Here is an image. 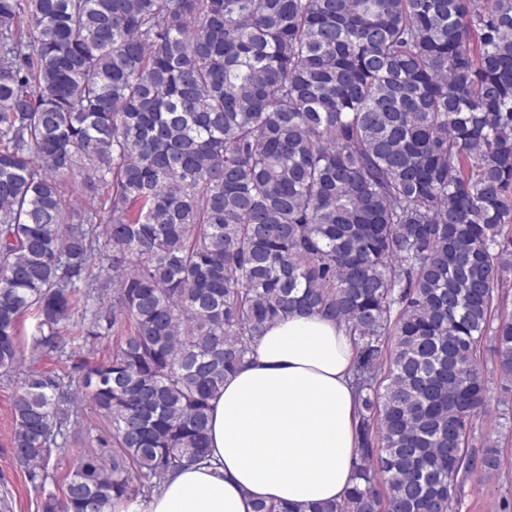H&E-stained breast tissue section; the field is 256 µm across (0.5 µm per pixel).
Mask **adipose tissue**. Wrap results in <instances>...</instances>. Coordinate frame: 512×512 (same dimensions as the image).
Returning a JSON list of instances; mask_svg holds the SVG:
<instances>
[{
	"label": "adipose tissue",
	"instance_id": "ef3b65f1",
	"mask_svg": "<svg viewBox=\"0 0 512 512\" xmlns=\"http://www.w3.org/2000/svg\"><path fill=\"white\" fill-rule=\"evenodd\" d=\"M354 347L316 312L268 324L210 402L206 460L168 474L144 512H303L343 500L353 484L359 403Z\"/></svg>",
	"mask_w": 512,
	"mask_h": 512
}]
</instances>
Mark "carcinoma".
Wrapping results in <instances>:
<instances>
[{
    "mask_svg": "<svg viewBox=\"0 0 512 512\" xmlns=\"http://www.w3.org/2000/svg\"><path fill=\"white\" fill-rule=\"evenodd\" d=\"M511 271L512 0H0V372L41 512L204 459L254 336L315 310L353 336L361 410L356 483L311 512H451L500 466L467 444L490 332L512 380ZM28 312L36 349L117 345L67 384L19 373ZM85 400L112 430L60 500ZM69 465L67 460L63 457H59L56 455L54 451L52 453V457L48 463V473L50 478L46 484V490L54 491L59 498L63 496V488L65 483V478L68 473ZM53 479V481H52Z\"/></svg>",
    "mask_w": 512,
    "mask_h": 512,
    "instance_id": "obj_1",
    "label": "carcinoma"
}]
</instances>
